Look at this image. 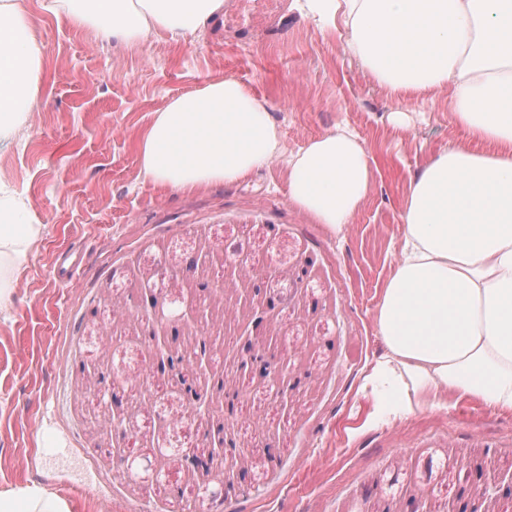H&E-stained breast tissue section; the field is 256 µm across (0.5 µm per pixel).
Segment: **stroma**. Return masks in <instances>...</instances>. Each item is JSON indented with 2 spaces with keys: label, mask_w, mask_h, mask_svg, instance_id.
<instances>
[{
  "label": "stroma",
  "mask_w": 512,
  "mask_h": 512,
  "mask_svg": "<svg viewBox=\"0 0 512 512\" xmlns=\"http://www.w3.org/2000/svg\"><path fill=\"white\" fill-rule=\"evenodd\" d=\"M292 2L245 31L229 0L213 28L130 44L27 0L43 81L0 132V185L43 233L0 317V489L35 484L73 512H182L217 488L218 512H455L459 496L512 477V413L463 400L366 423L364 383L384 352L373 314L407 180L464 134L444 91L393 123L387 92L343 38ZM227 77L266 102L284 155L339 126L359 135L379 170L345 238L289 202L279 162L232 186L166 191L146 177L137 141L155 112ZM242 259L255 277L236 275ZM147 293L149 313L136 306ZM191 307L205 321L172 319ZM261 315L272 324L253 342L274 357L284 399L241 366L243 333ZM154 333L184 359L207 340L194 383L208 417L175 371L159 370ZM219 429L225 453L188 471L184 453H208Z\"/></svg>",
  "instance_id": "obj_1"
}]
</instances>
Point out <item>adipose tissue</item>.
<instances>
[{
    "mask_svg": "<svg viewBox=\"0 0 512 512\" xmlns=\"http://www.w3.org/2000/svg\"><path fill=\"white\" fill-rule=\"evenodd\" d=\"M321 28L344 27L350 53L386 90L395 117L407 98L449 90L464 140L410 177L402 244L373 315L385 353L371 370L394 398H372L371 424L421 405L467 399L512 413V0H303ZM103 39L143 42L202 31L224 0H40ZM26 0H0V129L34 101L41 49ZM142 168L173 190L234 185L284 162L289 200L345 237L370 195L375 165L339 128L290 156L262 101L228 77L172 98L142 132ZM21 202L0 197V313L39 239L17 223ZM0 512H71L36 485L0 491Z\"/></svg>",
    "mask_w": 512,
    "mask_h": 512,
    "instance_id": "obj_1",
    "label": "adipose tissue"
}]
</instances>
